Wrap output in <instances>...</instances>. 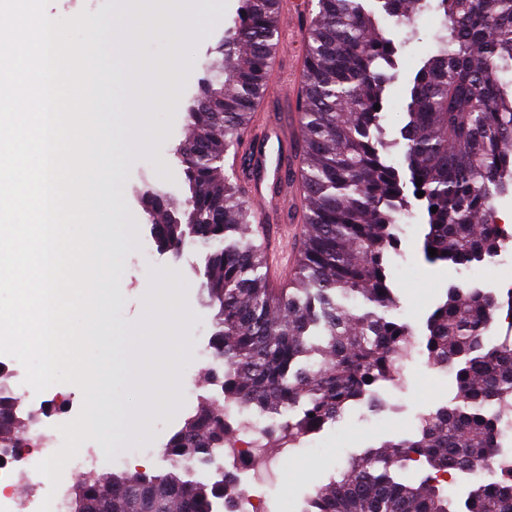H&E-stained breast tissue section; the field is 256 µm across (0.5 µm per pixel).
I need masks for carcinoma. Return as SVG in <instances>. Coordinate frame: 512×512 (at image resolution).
I'll return each instance as SVG.
<instances>
[{
    "mask_svg": "<svg viewBox=\"0 0 512 512\" xmlns=\"http://www.w3.org/2000/svg\"><path fill=\"white\" fill-rule=\"evenodd\" d=\"M240 2L216 47L224 70L208 74L177 148L182 208L159 189L145 197L157 246L177 254L189 239L205 250L202 287L217 308L211 348L223 364L214 384L225 400L273 422L275 448L338 422L353 405L379 409L376 388L396 382L409 341L423 343L429 361L453 375L455 397L411 433L351 457L301 512H512V475L492 469L458 501L437 479L500 452L495 405L512 399V349L489 336L496 297L466 280L450 284L422 337L387 317L399 304L389 273L398 220L413 206L423 214L427 264L459 272L497 258L504 235L493 200L512 196V0H318L297 107L306 241L295 286L277 291L266 285L261 245L234 237L253 212L220 162L238 150L263 97L279 33L280 0ZM426 11L440 20L436 49L409 78L399 137L389 140L374 105H384L398 50L418 35L415 20ZM380 14L403 19L404 40L395 42ZM16 409L17 397L1 386L0 448L25 447ZM232 439L219 410L205 404L165 448L173 469L88 475L66 512H234V475L196 478ZM409 461L429 469L418 483L396 471Z\"/></svg>",
    "mask_w": 512,
    "mask_h": 512,
    "instance_id": "cac0c4a2",
    "label": "carcinoma"
}]
</instances>
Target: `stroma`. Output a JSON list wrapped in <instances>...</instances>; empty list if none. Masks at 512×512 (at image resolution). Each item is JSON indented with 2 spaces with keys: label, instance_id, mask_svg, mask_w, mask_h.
<instances>
[{
  "label": "stroma",
  "instance_id": "35a3bbf8",
  "mask_svg": "<svg viewBox=\"0 0 512 512\" xmlns=\"http://www.w3.org/2000/svg\"><path fill=\"white\" fill-rule=\"evenodd\" d=\"M240 7L239 0H220L208 20L206 34L195 36L180 45H173L164 28H156L152 37L142 41V57L163 62L171 53L183 59L182 95L173 106L141 113L140 121L152 132L150 148L138 161L122 168L118 182L120 206L117 211L101 210V221L111 223L114 236H135L136 244L128 246L122 255L117 275L109 283L116 294L110 306L112 324L135 328L143 320V300L149 289L166 287L169 281L178 284L177 301L189 309L191 316L182 323L181 335L187 336L192 353L187 357H172L168 365L176 369L182 390L177 398L178 414L158 410L150 419L144 436L131 440L117 439L115 447L101 452L98 470L102 473L130 471L131 457L149 456V470L168 467L164 448L185 420L194 415L204 397L213 395L211 384L213 357L209 353L213 333L214 311L201 293L198 270L203 265L199 246L185 245L180 255L158 252L149 233L147 215L142 205L145 186H155L175 200H183L182 170L175 155L176 147L187 134L186 109L206 75L208 63L215 59V48L231 25ZM416 25L419 36L406 40L403 28H395L397 38L406 44L399 52L397 77L388 87L384 109V125L389 137H397L402 105L406 98V80L418 69L423 58L436 48L433 36L439 20L433 13L422 14ZM420 211L410 213L407 224L399 232L400 250L390 258L393 286L399 297L394 318L410 324L417 334L426 331V319L441 298L454 273L427 265L420 252ZM454 395L452 377L432 366L427 354L412 353L406 362L405 381L398 387L382 390L387 402L389 425L382 426L367 407L350 408L341 421L325 426L311 444L301 448L294 457L281 463V481L276 490L267 492L268 512H300L304 501L313 495L335 470L343 468L352 456L384 441L408 434L414 429L419 415L436 408ZM44 411L48 416L67 424L80 414L84 397L73 383H58L43 391Z\"/></svg>",
  "mask_w": 512,
  "mask_h": 512
}]
</instances>
